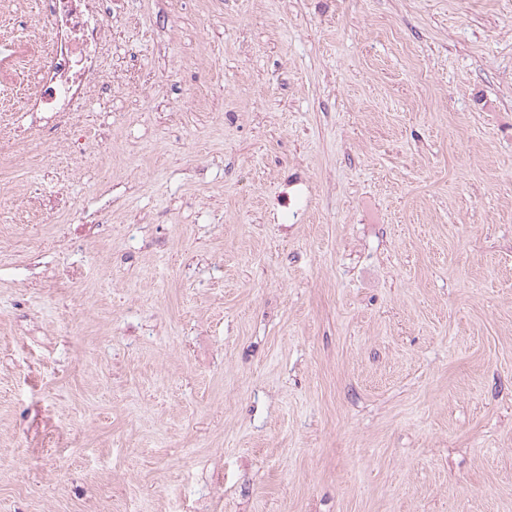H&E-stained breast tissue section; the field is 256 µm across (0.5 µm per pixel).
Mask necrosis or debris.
<instances>
[{"mask_svg": "<svg viewBox=\"0 0 512 512\" xmlns=\"http://www.w3.org/2000/svg\"><path fill=\"white\" fill-rule=\"evenodd\" d=\"M42 14L24 35L0 31V125L15 113L65 117L63 137L78 155L90 151L82 119L87 100L111 94L103 78L112 47V0H41Z\"/></svg>", "mask_w": 512, "mask_h": 512, "instance_id": "1", "label": "necrosis or debris"}]
</instances>
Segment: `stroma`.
I'll return each mask as SVG.
<instances>
[{"label":"stroma","instance_id":"35a3bbf8","mask_svg":"<svg viewBox=\"0 0 512 512\" xmlns=\"http://www.w3.org/2000/svg\"><path fill=\"white\" fill-rule=\"evenodd\" d=\"M106 76L0 173V512H512V0H117Z\"/></svg>","mask_w":512,"mask_h":512}]
</instances>
